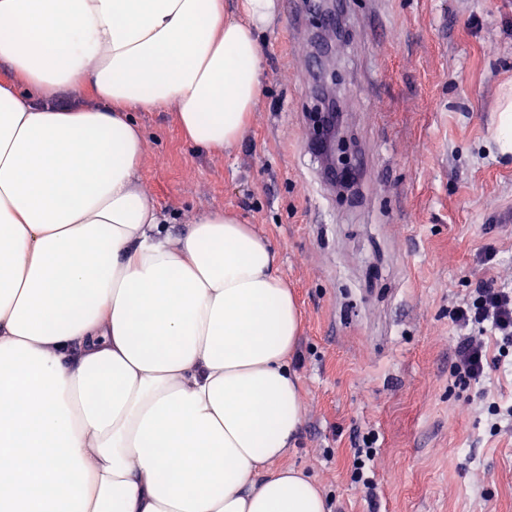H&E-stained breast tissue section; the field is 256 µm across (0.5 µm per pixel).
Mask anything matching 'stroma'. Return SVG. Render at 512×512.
Returning a JSON list of instances; mask_svg holds the SVG:
<instances>
[{
  "label": "stroma",
  "mask_w": 512,
  "mask_h": 512,
  "mask_svg": "<svg viewBox=\"0 0 512 512\" xmlns=\"http://www.w3.org/2000/svg\"><path fill=\"white\" fill-rule=\"evenodd\" d=\"M350 2L318 69L322 12L296 26L277 0L258 34L259 104L233 148H195L172 110L135 113L141 184L173 232L219 210L277 249L303 315V425L281 463L332 512H512V433L491 435L481 408L512 403V375L454 389L448 322L478 280L512 281V157L492 138L512 90V0ZM317 84L344 113L347 187L324 189L307 147ZM365 433L373 505L352 478Z\"/></svg>",
  "instance_id": "obj_1"
}]
</instances>
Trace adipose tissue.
I'll list each match as a JSON object with an SVG mask.
<instances>
[{
	"label": "adipose tissue",
	"instance_id": "1",
	"mask_svg": "<svg viewBox=\"0 0 512 512\" xmlns=\"http://www.w3.org/2000/svg\"><path fill=\"white\" fill-rule=\"evenodd\" d=\"M276 8L0 0V512H331L276 465L302 424L277 251L220 211L173 233L139 178L134 113L239 142Z\"/></svg>",
	"mask_w": 512,
	"mask_h": 512
}]
</instances>
